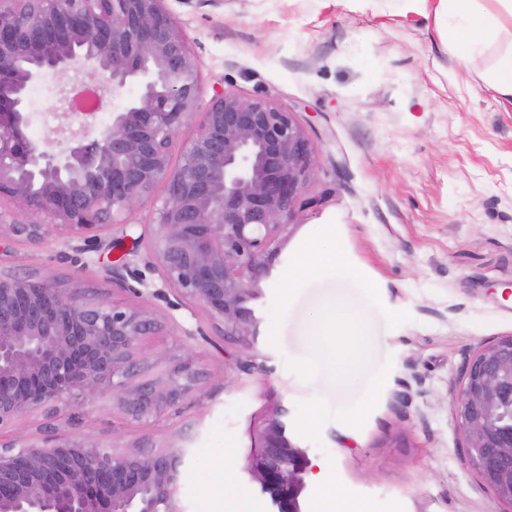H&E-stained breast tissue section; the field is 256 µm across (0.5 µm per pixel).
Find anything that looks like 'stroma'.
Here are the masks:
<instances>
[{
	"label": "stroma",
	"mask_w": 512,
	"mask_h": 512,
	"mask_svg": "<svg viewBox=\"0 0 512 512\" xmlns=\"http://www.w3.org/2000/svg\"><path fill=\"white\" fill-rule=\"evenodd\" d=\"M187 35L207 111L215 88L263 97L295 112L315 147L314 174L297 212L267 258L249 306L247 341L224 335L202 308L179 306L160 285L148 243L119 241L147 288L113 290L96 252L75 266L62 236L30 243L0 229V269H52L147 309L164 326L137 351L146 374L156 360L194 354L204 377L162 423L129 419L111 396L62 417L56 427L114 447L148 453L185 448L177 498L183 512H222L224 474L233 469L240 512H271L245 471L270 420L322 464L341 498L316 482L303 512H503L465 461L453 413L468 361L512 334V105L480 78L487 60L461 68L433 18L414 0H165ZM72 75L33 86L28 133L57 123L60 88ZM339 241L364 283L333 277L289 283L288 271L313 234ZM379 290L372 302L365 283ZM345 288L366 319L368 351L348 387L331 384L312 359L307 322L320 297ZM289 304H282V296ZM385 374L375 401L369 380ZM237 450L225 461L224 444Z\"/></svg>",
	"instance_id": "35a3bbf8"
}]
</instances>
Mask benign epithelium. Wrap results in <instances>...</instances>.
Here are the masks:
<instances>
[{"label": "benign epithelium", "mask_w": 512, "mask_h": 512, "mask_svg": "<svg viewBox=\"0 0 512 512\" xmlns=\"http://www.w3.org/2000/svg\"><path fill=\"white\" fill-rule=\"evenodd\" d=\"M70 70L102 76L138 94L90 131L65 97L57 140L27 134L29 88ZM202 91L189 41L164 0H0V200L20 203L63 231L94 241L164 190L150 238L164 287L188 308L224 323V335H253L248 302L277 235L308 205L314 147L293 113L262 98L214 90L194 134L172 165L170 150ZM14 236L44 240L47 225L10 223ZM129 289L128 262L106 266ZM162 325L81 281L50 271L0 272V428L34 412L58 417L112 395L137 420L178 408L199 379L188 360L164 379H136L135 350ZM453 412L467 462L512 512V336L469 361ZM187 450L114 453L52 425L28 444L0 441V512H182L176 489ZM247 472L273 512H302L313 466L307 450L270 422Z\"/></svg>", "instance_id": "1"}]
</instances>
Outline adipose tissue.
<instances>
[{
  "instance_id": "1",
  "label": "adipose tissue",
  "mask_w": 512,
  "mask_h": 512,
  "mask_svg": "<svg viewBox=\"0 0 512 512\" xmlns=\"http://www.w3.org/2000/svg\"><path fill=\"white\" fill-rule=\"evenodd\" d=\"M435 14L451 36L452 52L470 67L482 49L494 48L483 83L512 104V0H438ZM336 276L360 279L338 242L312 236L290 271V280ZM366 325L341 291L324 296L306 329L308 349L331 366L332 382L342 387L355 379L366 351Z\"/></svg>"
}]
</instances>
